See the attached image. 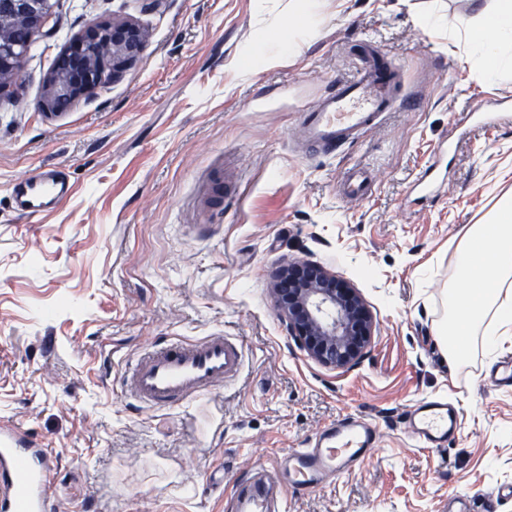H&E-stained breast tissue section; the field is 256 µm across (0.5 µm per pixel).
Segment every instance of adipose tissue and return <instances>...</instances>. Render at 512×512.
Here are the masks:
<instances>
[{"mask_svg": "<svg viewBox=\"0 0 512 512\" xmlns=\"http://www.w3.org/2000/svg\"><path fill=\"white\" fill-rule=\"evenodd\" d=\"M467 39L484 71H512V0H498L495 13L470 29ZM448 322L437 336L453 362L465 359L470 341L482 335L494 353L501 328L512 326V196H503L480 224L470 225L456 250L448 282Z\"/></svg>", "mask_w": 512, "mask_h": 512, "instance_id": "ef3b65f1", "label": "adipose tissue"}]
</instances>
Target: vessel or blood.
Segmentation results:
<instances>
[{
	"label": "vessel or blood",
	"mask_w": 512,
	"mask_h": 512,
	"mask_svg": "<svg viewBox=\"0 0 512 512\" xmlns=\"http://www.w3.org/2000/svg\"><path fill=\"white\" fill-rule=\"evenodd\" d=\"M382 57L368 49L355 72L336 79L318 104L305 110L301 122L307 149L332 151L354 142L376 127L400 103V70L381 73ZM512 111V101L494 108L476 107L466 123L491 127ZM373 182L351 170L341 179L340 193L348 200L368 197ZM442 182L433 167L413 180L416 199L440 194ZM73 184L58 168L46 167L8 185L12 208L19 217L38 220L72 196ZM244 365L236 337L215 331L193 339H171L148 344L130 359L120 383L121 396L145 410L168 409L201 398L214 387L235 381ZM408 435L421 447L434 448L460 432V420L446 401L426 398L402 414ZM377 438L372 422L347 416L323 428L306 447L292 449L275 464L260 466L255 474L233 484L224 495V512H282L289 493L304 492L344 475L364 461ZM57 469L55 449L22 431L15 421L0 418V512H52L43 494Z\"/></svg>",
	"instance_id": "b4317fda"
}]
</instances>
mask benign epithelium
Returning <instances> with one entry per match:
<instances>
[{"label": "benign epithelium", "mask_w": 512, "mask_h": 512, "mask_svg": "<svg viewBox=\"0 0 512 512\" xmlns=\"http://www.w3.org/2000/svg\"><path fill=\"white\" fill-rule=\"evenodd\" d=\"M51 0H0V96L11 91L29 45L14 39L24 25L48 36ZM147 31L131 20L90 22L75 46L63 53L45 79L43 106L71 105L119 81L142 54ZM275 306L288 334L322 365L344 368L358 363L372 336V318L360 296L326 268L289 263L274 279Z\"/></svg>", "instance_id": "benign-epithelium-1"}]
</instances>
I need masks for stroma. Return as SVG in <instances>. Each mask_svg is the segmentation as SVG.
Here are the masks:
<instances>
[{
	"instance_id": "1",
	"label": "stroma",
	"mask_w": 512,
	"mask_h": 512,
	"mask_svg": "<svg viewBox=\"0 0 512 512\" xmlns=\"http://www.w3.org/2000/svg\"><path fill=\"white\" fill-rule=\"evenodd\" d=\"M53 0L22 82L0 97V416L55 448L54 512H224V492L337 418L372 419V456L335 482L289 496L286 512H448L481 493L512 512V387L500 356L473 342L450 363L436 335L456 247L496 196L512 191V123L457 137L461 115L512 98V74L487 79L465 33L497 0H315L304 34L290 0ZM440 12L446 27H427ZM130 19L148 33L116 83L58 112L44 82L89 21ZM292 50L243 76L267 33ZM402 69L405 101L356 142L313 157L299 112L350 76L362 41ZM453 147L436 157L439 144ZM440 160L446 186L411 195ZM61 168L72 198L42 222L15 215L9 182ZM364 169L370 197L345 200ZM223 212L194 206L212 171ZM313 261L354 288L373 321L348 369L322 366L288 335L275 272ZM221 330L245 356L239 379L169 410L123 399L126 362L148 343ZM439 397L461 432L420 448L400 418ZM436 160L431 165L420 171L413 180L412 193L415 199L427 200L441 193L442 180H439L434 172ZM373 181L361 171H348L341 179L340 193L348 200L368 197L372 194Z\"/></svg>"
}]
</instances>
